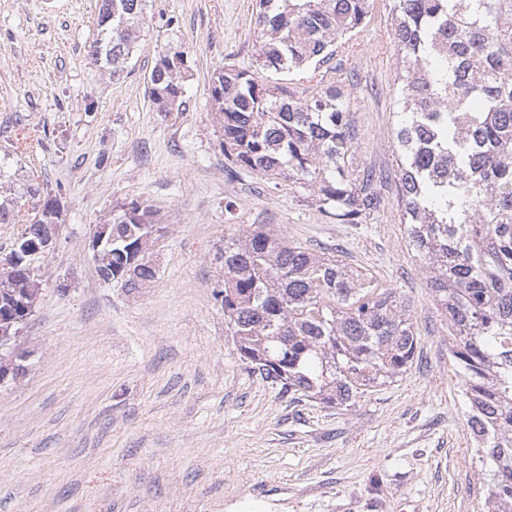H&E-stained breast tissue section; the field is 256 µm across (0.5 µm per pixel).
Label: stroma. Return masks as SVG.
<instances>
[{
  "instance_id": "35a3bbf8",
  "label": "stroma",
  "mask_w": 512,
  "mask_h": 512,
  "mask_svg": "<svg viewBox=\"0 0 512 512\" xmlns=\"http://www.w3.org/2000/svg\"><path fill=\"white\" fill-rule=\"evenodd\" d=\"M254 12L255 0H152L115 76L87 59L97 0H0V152L25 126L29 149L11 167L64 209L58 247L35 261L27 371L0 387V512H399L405 499L416 512H480L489 486L448 372V320L406 246L395 181L358 229L324 223L312 191L225 175L210 77L251 60ZM390 23L376 0L325 78L350 102L360 162L392 173L401 56ZM170 42L191 76L185 111L161 113L149 77ZM137 197L166 229L150 251L156 281L130 293L100 279L85 241ZM252 224L396 289L421 336L412 367L346 409L291 398L250 370L215 293L225 239Z\"/></svg>"
}]
</instances>
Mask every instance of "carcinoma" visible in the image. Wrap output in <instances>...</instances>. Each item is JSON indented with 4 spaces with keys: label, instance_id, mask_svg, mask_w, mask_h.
<instances>
[{
    "label": "carcinoma",
    "instance_id": "1",
    "mask_svg": "<svg viewBox=\"0 0 512 512\" xmlns=\"http://www.w3.org/2000/svg\"><path fill=\"white\" fill-rule=\"evenodd\" d=\"M149 0H101L89 56L123 70ZM374 0H256V57L211 75L210 100L226 174L251 171L276 189H310L322 218L365 224L384 207V174L355 165L350 107L321 65L365 25ZM401 52L394 149L406 246L423 259L436 303L448 317L451 377L478 429L474 452L490 488L481 512H512V0H390ZM166 44L150 75L157 112L185 110L189 67ZM294 70L319 85L301 98L282 82ZM32 200L21 213L20 199ZM58 218L35 176L18 184L0 164V224H20L4 258L17 268L3 288H37L21 264L40 225ZM112 248L96 269L131 291L154 282L160 224L147 198L122 202L100 220ZM224 322L251 369L282 390L349 408L412 365L420 341L409 306L333 256L290 243L264 224L224 241Z\"/></svg>",
    "mask_w": 512,
    "mask_h": 512
}]
</instances>
